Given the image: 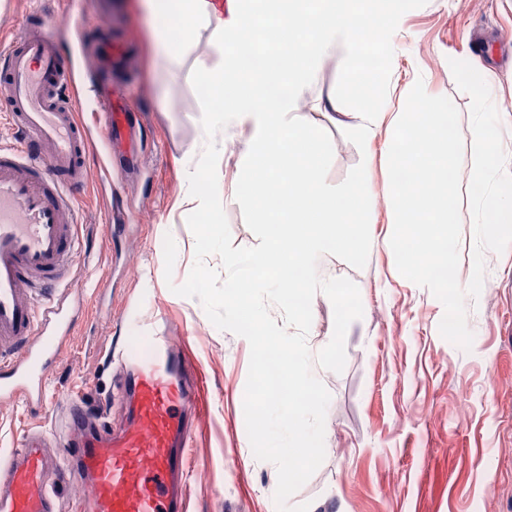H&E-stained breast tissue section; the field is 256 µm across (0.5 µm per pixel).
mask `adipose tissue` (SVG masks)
Returning a JSON list of instances; mask_svg holds the SVG:
<instances>
[{
	"instance_id": "ef3b65f1",
	"label": "adipose tissue",
	"mask_w": 512,
	"mask_h": 512,
	"mask_svg": "<svg viewBox=\"0 0 512 512\" xmlns=\"http://www.w3.org/2000/svg\"><path fill=\"white\" fill-rule=\"evenodd\" d=\"M139 0V9L153 22L149 53L153 62L178 60L206 41L208 50L195 60L198 77L211 95L199 104L194 122L204 135L201 152L183 167L186 190L180 205L193 211L224 209L219 174L229 159L224 147L227 129L243 135L238 164L254 183L246 203L251 223L268 232L264 249L246 258H224L225 302L232 313L253 311L252 295L263 291L321 297L336 301L348 315L352 287L320 271L329 250L357 251L370 247L365 225L375 221L371 179L345 186L327 182L332 162L330 145L312 131L313 120L300 113V101L318 70L337 50L361 58L368 33H385L394 23L397 0ZM275 4L278 47L267 67L250 63L255 39L250 22L255 12ZM392 55H385L383 77L370 82L364 71L353 72L349 98L362 102L352 127L364 151H371L383 132L385 159L393 170L411 178L391 185L389 221L384 239L391 249L402 241L412 248L404 264L413 282L454 263L448 249L454 209L448 167L453 160L443 131L444 115L425 95L409 96L395 78ZM404 106L391 108L392 95ZM214 175L212 193L195 189L203 173Z\"/></svg>"
}]
</instances>
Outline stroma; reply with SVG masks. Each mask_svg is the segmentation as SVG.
I'll return each instance as SVG.
<instances>
[{
    "mask_svg": "<svg viewBox=\"0 0 512 512\" xmlns=\"http://www.w3.org/2000/svg\"><path fill=\"white\" fill-rule=\"evenodd\" d=\"M86 20L110 19L112 37L128 55L112 83L126 92L124 119L136 131L129 147L138 169H112V196L97 180L78 194L85 222L79 227L93 268L76 261L78 280H90L87 303L63 341L49 379L52 401L26 409L0 403V441L30 429L52 428L64 410L62 395L77 394L89 410L108 407L121 423L118 372L112 348L143 346L142 331L127 313L159 320L189 367L195 389L190 437L192 477L186 512H278L277 469L256 459L246 431L243 401L250 346L216 328L201 302L172 292L194 263L195 238L174 203L185 185L183 159L196 151L200 132L191 118L202 84L195 53L167 67L169 88L159 100L152 88L150 20L134 0H79ZM401 83L423 80L433 96L449 97L471 140V99L449 66L460 59L489 74L498 108L512 112V0H400L389 34ZM352 62L337 55L311 84L307 102L333 93L346 101ZM347 119L317 116L314 130L334 151L324 173L334 184L355 181L363 154ZM181 243L172 277H165L164 238ZM401 250L334 253L324 273L354 281L364 314L346 333L342 372L319 369L331 395L325 417V459L290 498L311 512H512V251L486 252L478 300L468 302L474 335L462 350L439 333L442 303L408 281Z\"/></svg>",
    "mask_w": 512,
    "mask_h": 512,
    "instance_id": "obj_1",
    "label": "stroma"
}]
</instances>
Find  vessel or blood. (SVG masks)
I'll list each match as a JSON object with an SVG mask.
<instances>
[{"label":"vessel or blood","instance_id":"1","mask_svg":"<svg viewBox=\"0 0 512 512\" xmlns=\"http://www.w3.org/2000/svg\"><path fill=\"white\" fill-rule=\"evenodd\" d=\"M112 39L73 15L26 11L0 40V116L14 143L0 145V402L41 404L76 308L60 296L80 248L74 192L90 167L111 180L113 138L131 137L112 107ZM96 105L83 115L85 97ZM116 359L128 402L120 427L90 420L79 396L67 402L68 428L81 437L49 457L50 435L26 434L0 452V512H60L71 483L86 487L79 512H184L193 390L171 339ZM54 479H47V471Z\"/></svg>","mask_w":512,"mask_h":512}]
</instances>
